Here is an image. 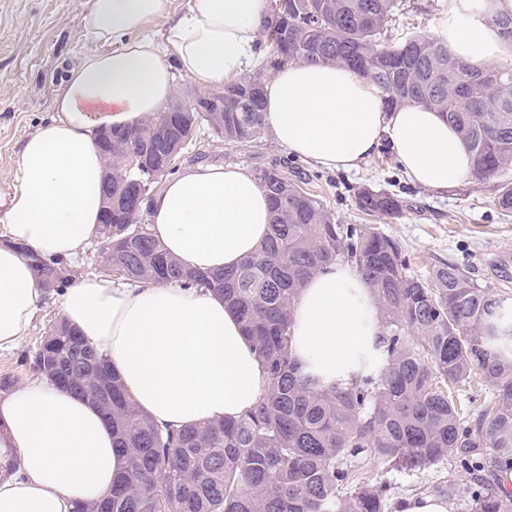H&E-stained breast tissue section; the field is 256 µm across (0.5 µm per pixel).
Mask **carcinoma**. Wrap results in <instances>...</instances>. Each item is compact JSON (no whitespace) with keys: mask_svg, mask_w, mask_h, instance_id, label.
I'll return each instance as SVG.
<instances>
[{"mask_svg":"<svg viewBox=\"0 0 512 512\" xmlns=\"http://www.w3.org/2000/svg\"><path fill=\"white\" fill-rule=\"evenodd\" d=\"M397 0H274L261 44V69L292 62L347 67L371 82L387 109L420 104L441 113L460 135L483 178L512 170V68L475 66L436 39L382 40ZM512 51V14H493ZM259 73L224 84V142L266 133ZM191 129L214 130L202 112H180ZM170 117L165 111L130 128L112 129L102 150L111 178L104 196L138 184L153 190L175 173L157 162L149 175L129 172L130 137L145 139ZM273 213L270 232L231 270L203 272L172 259L155 238L147 210L112 212L96 240L95 263L107 276L206 288L224 298L265 366L268 385L236 418L175 429L150 421L125 392L108 360L59 318L35 350L33 372L88 398L112 426L128 467L112 491L80 512H384L387 486L367 483L345 495L346 461L370 455L415 470L454 457L472 476L471 512H512V494L491 477L512 471V319L498 314L507 299L481 288L455 264L428 279L408 272L400 244L374 227L338 224L304 182L276 168L256 171ZM359 207L400 214L394 194L364 190ZM53 292L75 281L65 258L21 247ZM368 284L379 308L380 334L359 351L346 380L331 378L292 351V309L313 275L340 259ZM416 337L421 349L409 341ZM479 372L494 400L472 427L453 393Z\"/></svg>","mask_w":512,"mask_h":512,"instance_id":"obj_1","label":"carcinoma"}]
</instances>
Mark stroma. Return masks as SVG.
I'll use <instances>...</instances> for the list:
<instances>
[{"mask_svg": "<svg viewBox=\"0 0 512 512\" xmlns=\"http://www.w3.org/2000/svg\"><path fill=\"white\" fill-rule=\"evenodd\" d=\"M449 0H405L392 16L391 39L432 35ZM90 0H0V196L13 186V174L25 138L51 119L53 99L68 72L91 42L82 19ZM239 166L248 171L276 166L304 178L336 223L371 225L397 240L409 259V270L425 278L438 266L453 263L480 287L512 299V214L497 205L501 177L467 178L456 187L435 192L412 182L389 145H381L359 168L328 170L288 155L273 134L236 146L225 144L206 129L180 156L177 167L197 164ZM384 190L402 202L400 216L365 213L357 203L363 189ZM58 296L40 304L28 331L12 350L0 352V377L23 386L35 381L20 357L33 350L55 319L61 317ZM354 477L385 482L389 503L411 495H432L437 485L454 483L450 512H467L474 482L455 461L419 470L394 469L377 459H353Z\"/></svg>", "mask_w": 512, "mask_h": 512, "instance_id": "35a3bbf8", "label": "stroma"}]
</instances>
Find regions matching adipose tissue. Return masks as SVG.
Returning a JSON list of instances; mask_svg holds the SVG:
<instances>
[{
	"label": "adipose tissue",
	"mask_w": 512,
	"mask_h": 512,
	"mask_svg": "<svg viewBox=\"0 0 512 512\" xmlns=\"http://www.w3.org/2000/svg\"><path fill=\"white\" fill-rule=\"evenodd\" d=\"M473 0H449L434 36L475 65L502 41ZM270 0H91L83 26L93 46L59 88L54 117L23 144L8 198L0 199V351L27 332L45 290L19 254L23 243L69 258L97 234L105 127H128L170 105L175 77L223 85L255 58ZM160 23L159 38L144 28ZM264 122L288 154L334 170L358 168L389 141L407 176L432 191L466 180L458 133L420 105L386 109L379 91L333 65L293 62L265 85ZM156 238L189 267L221 272L269 233V200L237 166L199 165L168 181L148 216ZM67 321L108 359L138 407L183 427L241 415L267 386L266 371L222 297L171 285L82 278L61 295ZM293 350L348 378L351 357L378 333L376 300L356 270L338 264L308 279L293 309ZM124 465L112 430L87 399L32 383L0 397V512H77L98 502Z\"/></svg>",
	"instance_id": "adipose-tissue-1"
}]
</instances>
